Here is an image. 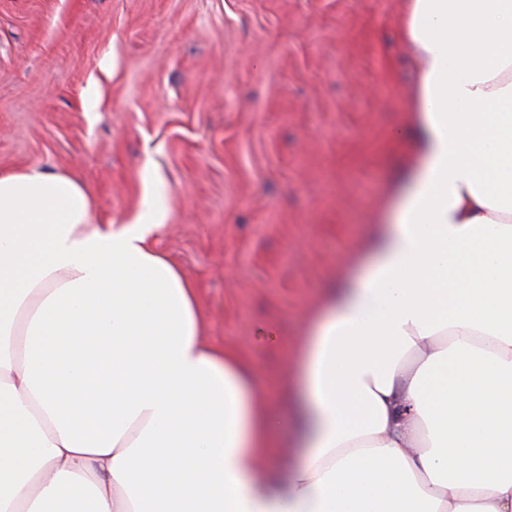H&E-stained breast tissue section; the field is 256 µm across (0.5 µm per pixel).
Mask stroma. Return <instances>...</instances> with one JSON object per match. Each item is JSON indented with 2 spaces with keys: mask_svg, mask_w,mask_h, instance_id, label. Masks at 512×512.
Returning a JSON list of instances; mask_svg holds the SVG:
<instances>
[{
  "mask_svg": "<svg viewBox=\"0 0 512 512\" xmlns=\"http://www.w3.org/2000/svg\"><path fill=\"white\" fill-rule=\"evenodd\" d=\"M406 5L0 0V172L77 176L102 224L159 197L157 248L285 434L293 345L410 158Z\"/></svg>",
  "mask_w": 512,
  "mask_h": 512,
  "instance_id": "stroma-1",
  "label": "stroma"
}]
</instances>
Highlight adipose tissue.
I'll list each match as a JSON object with an SVG mask.
<instances>
[{
  "mask_svg": "<svg viewBox=\"0 0 512 512\" xmlns=\"http://www.w3.org/2000/svg\"><path fill=\"white\" fill-rule=\"evenodd\" d=\"M413 155L293 358L299 460L160 203L0 172V512H512V0H408Z\"/></svg>",
  "mask_w": 512,
  "mask_h": 512,
  "instance_id": "obj_1",
  "label": "adipose tissue"
}]
</instances>
